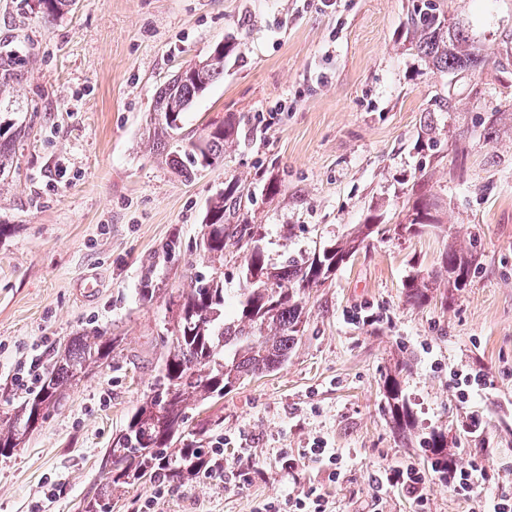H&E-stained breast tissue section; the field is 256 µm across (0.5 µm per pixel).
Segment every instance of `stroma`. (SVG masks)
Wrapping results in <instances>:
<instances>
[{"label":"stroma","mask_w":512,"mask_h":512,"mask_svg":"<svg viewBox=\"0 0 512 512\" xmlns=\"http://www.w3.org/2000/svg\"><path fill=\"white\" fill-rule=\"evenodd\" d=\"M31 4L0 0V78L14 85L0 109L28 126L0 181V224L12 228L0 239V415L26 395L12 379L20 359L49 364L68 337L97 329L121 343L0 457V512H77L99 482L102 456L155 375L176 314L169 298L204 267L206 202L232 178L249 191L245 208L272 265L341 239L372 210L391 231L311 292L282 368L187 410V432L217 422L208 442L224 449L223 481L200 474L163 495L138 483L102 512H136L149 497L155 512H260L312 489L333 512H479L427 465L420 440L434 432L461 464L484 462L485 496H512V0H444L487 57L448 74L412 47L411 0H76L52 24ZM227 40L238 53L182 132L230 119L233 141L187 182L153 137L154 98ZM429 120L435 144L422 151ZM421 171L440 223L393 233ZM269 181L276 194L264 191ZM452 244L476 258L468 288L444 306L407 304L404 281L434 275ZM478 370L489 376L485 393L461 403L455 374ZM393 374L414 415L406 444L383 395ZM474 410L484 427L472 433ZM319 439L343 456L337 481L281 459ZM407 464L423 472L419 498L377 492L380 469Z\"/></svg>","instance_id":"obj_1"}]
</instances>
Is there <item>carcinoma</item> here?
Wrapping results in <instances>:
<instances>
[{"instance_id": "1", "label": "carcinoma", "mask_w": 512, "mask_h": 512, "mask_svg": "<svg viewBox=\"0 0 512 512\" xmlns=\"http://www.w3.org/2000/svg\"><path fill=\"white\" fill-rule=\"evenodd\" d=\"M74 3L34 0L47 22L63 17ZM405 27L418 54L440 72L476 68L485 62L475 52L467 30L449 21L443 0H412ZM228 57L229 53L214 48L195 66L193 75H177L164 83L154 100L153 111L163 117L155 136L159 145L168 148L173 169L187 181L223 160L224 143L233 135V123L228 121L203 130L196 138H181L185 113L224 75ZM26 134V127L11 113L0 112L1 177L10 172L16 145ZM243 197L244 187L237 180L217 191L205 209L200 240L203 258L209 262L224 260L229 244L246 252L245 286L238 308L224 312V281L214 277L197 275L188 287L177 289L173 328L163 338V353L149 394L131 411L106 450L102 482L79 504V512H98L101 498L139 482L162 480L179 486L194 477L213 449L203 448L195 435L186 432L188 405L222 399L234 386L284 365L300 340L307 292L334 276L370 236L386 233L379 216L370 214L346 239L272 268L259 245V225L244 211ZM437 223L436 204L425 190L422 173L409 207V221L402 230L418 232ZM472 266L473 254L450 245L441 256L437 274L458 291L467 287ZM430 291L429 284L417 275L403 285L404 300L412 306L425 304ZM117 345L118 337L106 330L72 336L61 345L37 389L13 412L0 416V456L12 453L71 387L112 358ZM384 396L394 433L407 438L413 422L397 378L385 380ZM425 444L431 451L433 470L448 477V469L458 467V458L448 450L444 435L434 432Z\"/></svg>"}]
</instances>
